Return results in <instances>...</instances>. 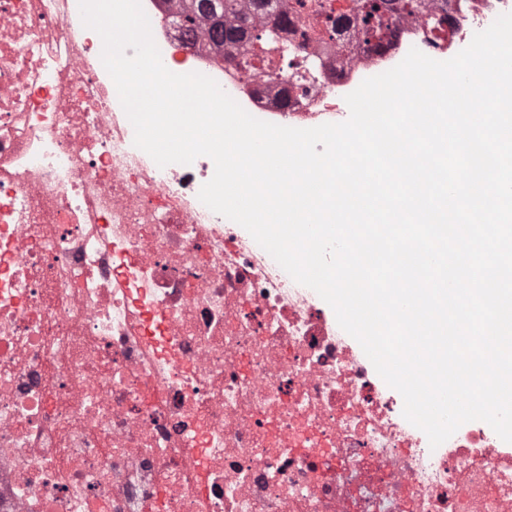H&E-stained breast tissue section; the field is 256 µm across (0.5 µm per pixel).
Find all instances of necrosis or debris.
Returning <instances> with one entry per match:
<instances>
[{
    "instance_id": "obj_1",
    "label": "necrosis or debris",
    "mask_w": 512,
    "mask_h": 512,
    "mask_svg": "<svg viewBox=\"0 0 512 512\" xmlns=\"http://www.w3.org/2000/svg\"><path fill=\"white\" fill-rule=\"evenodd\" d=\"M141 2L170 71L295 128L512 13L448 0L451 26L343 61L304 16L274 87ZM214 171L135 146L78 0H0V512H512L492 427L431 447L322 298L199 200Z\"/></svg>"
}]
</instances>
